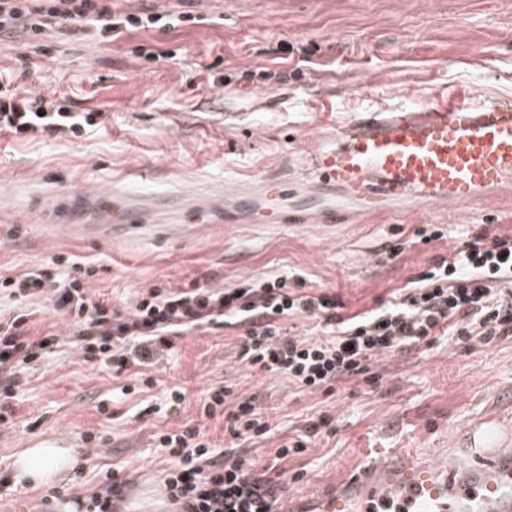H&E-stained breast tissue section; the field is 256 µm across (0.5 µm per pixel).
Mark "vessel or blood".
<instances>
[{
	"label": "vessel or blood",
	"instance_id": "vessel-or-blood-1",
	"mask_svg": "<svg viewBox=\"0 0 512 512\" xmlns=\"http://www.w3.org/2000/svg\"><path fill=\"white\" fill-rule=\"evenodd\" d=\"M312 188L336 190V203L308 213L284 214L287 181L263 178L216 197L195 213L207 222L225 200L268 203L269 224H345L351 216H393L425 206L476 208L512 180V100L481 95L464 85L415 107L371 109L332 125L325 146L306 158ZM138 193L92 192L113 224L137 231L163 213L184 211L181 194L145 193L157 180L154 168H137ZM468 453L445 467L397 451L372 460L336 487L299 490L287 512H512V431L488 443L484 429L458 438Z\"/></svg>",
	"mask_w": 512,
	"mask_h": 512
}]
</instances>
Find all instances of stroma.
I'll use <instances>...</instances> for the list:
<instances>
[{"label":"stroma","instance_id":"obj_1","mask_svg":"<svg viewBox=\"0 0 512 512\" xmlns=\"http://www.w3.org/2000/svg\"><path fill=\"white\" fill-rule=\"evenodd\" d=\"M192 11L199 22L142 29L110 43L63 44L62 55L26 65L22 86L50 100L109 113L105 129L79 139L30 144L0 133V272L46 264L56 254L92 261L86 285L119 305L158 284L197 281L231 287L276 269L302 275L308 289H335L349 311L372 306L462 249L486 228L512 232V207L477 214L419 213L355 224H203L170 239L151 228L124 239L77 241L57 222V205L85 183L111 184L141 163L160 192L208 194L249 178L299 174L325 119L423 102L455 84L512 98V0H122L121 9ZM145 54H136V46ZM217 77L210 85L208 77ZM441 238H433V231ZM237 333L213 328L177 340L157 386L113 378L69 347L47 359L18 390L14 425L0 432V474L12 472L26 442L77 444V462L55 483L86 497L105 470L129 483L127 512H170L167 452L153 433L200 423V398L231 382L255 398L274 431L245 443L259 463L280 440L332 416L305 454L289 458L299 485L322 490L369 459L407 449L429 459L488 414L512 428V338L378 358L382 386L341 384L335 396L300 390L278 373L238 359ZM131 386L123 394V386ZM186 390L171 408L166 388ZM106 413H98L97 405ZM93 442H85V434Z\"/></svg>","mask_w":512,"mask_h":512}]
</instances>
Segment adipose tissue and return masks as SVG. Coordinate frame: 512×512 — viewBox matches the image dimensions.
<instances>
[{"instance_id": "adipose-tissue-1", "label": "adipose tissue", "mask_w": 512, "mask_h": 512, "mask_svg": "<svg viewBox=\"0 0 512 512\" xmlns=\"http://www.w3.org/2000/svg\"><path fill=\"white\" fill-rule=\"evenodd\" d=\"M76 453L70 448H56L36 444L35 447L21 450L14 458L13 481L35 486H50L59 475L72 469Z\"/></svg>"}]
</instances>
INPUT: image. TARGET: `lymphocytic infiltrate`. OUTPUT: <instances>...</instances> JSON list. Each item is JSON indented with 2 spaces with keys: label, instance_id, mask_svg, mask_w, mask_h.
Listing matches in <instances>:
<instances>
[{
  "label": "lymphocytic infiltrate",
  "instance_id": "1",
  "mask_svg": "<svg viewBox=\"0 0 512 512\" xmlns=\"http://www.w3.org/2000/svg\"><path fill=\"white\" fill-rule=\"evenodd\" d=\"M189 12L170 14L119 10L116 0H0V38L31 42L49 54L40 38L56 31L80 40H114L122 34L166 21L168 28L192 20ZM11 71L0 74V131L19 139L69 140L83 137L104 121L100 112L76 109L12 87ZM91 266L73 255L51 257L49 266L32 267L0 279V427L14 424L21 377L54 347L68 343L85 363L114 374L132 372L146 387L152 370L175 347L176 339L217 325L239 330V360L250 370L284 375L299 388L334 393L356 379L374 385L377 358L434 346L448 337L460 343H491L512 337V234L478 235L464 249L439 260L432 271L410 279L374 307L348 313L331 291L312 293L272 274L234 287L155 285L134 293L129 306L112 305L89 292ZM50 302L68 323V339L46 330L33 335L34 309H16L21 300ZM304 316L316 320L319 336L292 335L288 323ZM232 386L215 384L201 403L204 418L222 426L223 442L200 427L154 434L173 463L164 473L173 512H277V494L287 478L279 463L304 453L321 425L281 441L274 460L257 465L237 452L239 444L266 438L272 427L252 400L233 411L225 404Z\"/></svg>",
  "mask_w": 512,
  "mask_h": 512
}]
</instances>
